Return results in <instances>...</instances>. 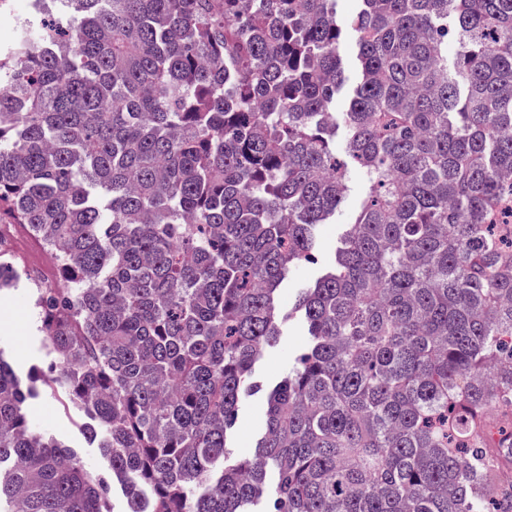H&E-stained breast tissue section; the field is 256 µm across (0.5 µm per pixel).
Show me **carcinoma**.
Masks as SVG:
<instances>
[{"label":"carcinoma","mask_w":512,"mask_h":512,"mask_svg":"<svg viewBox=\"0 0 512 512\" xmlns=\"http://www.w3.org/2000/svg\"><path fill=\"white\" fill-rule=\"evenodd\" d=\"M361 3L341 123L368 192L286 315L348 188L336 0H76L0 59V224L65 249L40 332L124 512H512V0ZM295 315L309 343L237 458ZM39 380L0 351V512H110L30 425ZM345 37L340 45V55L343 59L345 75L348 81L339 91L333 103V112H346L352 87L357 83L359 78V67L357 60V37L350 29H344ZM321 264L299 267L289 276L288 281L283 284V289L279 294L284 312L288 313V309H291L298 288H306L317 277ZM308 342V336L298 317L287 320L281 327V335L273 346L266 347L254 364L252 381L261 385V391L242 397L233 432L231 448L240 457L252 451L257 435L267 421L265 392L274 386L292 367L295 355Z\"/></svg>","instance_id":"cac0c4a2"}]
</instances>
